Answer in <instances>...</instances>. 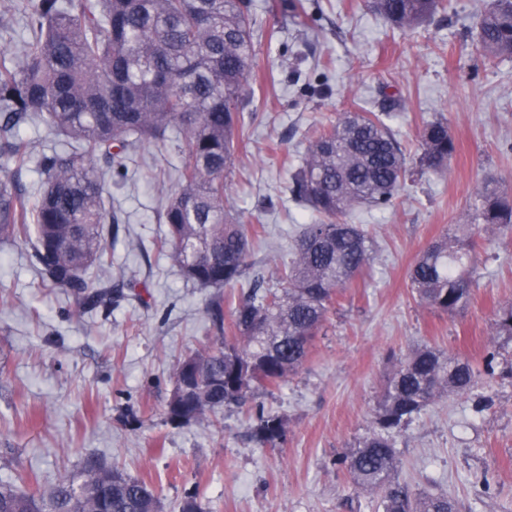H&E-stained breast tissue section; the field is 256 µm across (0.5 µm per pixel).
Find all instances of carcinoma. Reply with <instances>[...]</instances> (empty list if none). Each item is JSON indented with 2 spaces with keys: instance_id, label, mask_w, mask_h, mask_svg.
Instances as JSON below:
<instances>
[{
  "instance_id": "cac0c4a2",
  "label": "carcinoma",
  "mask_w": 512,
  "mask_h": 512,
  "mask_svg": "<svg viewBox=\"0 0 512 512\" xmlns=\"http://www.w3.org/2000/svg\"><path fill=\"white\" fill-rule=\"evenodd\" d=\"M392 25L412 29L445 0H373ZM250 0H16L31 38L17 55L0 52V239L31 243L43 285L71 293L79 311L124 297V276L101 280L105 243L120 217L103 197V176L122 175L143 139L176 141V182L159 220L164 244L184 279L201 288H233L250 269L251 229L225 202L226 178L240 141L241 108L251 101L254 69ZM477 48L512 57V0H491L476 21ZM44 114L71 137V150L43 153V190L32 195L19 174L29 157L21 128ZM419 162L441 170L456 142L442 119L426 124ZM407 174L399 141L375 112H344L308 139L288 190L315 218L271 281L256 277L224 322V297L209 299L210 345L181 360L167 419L189 424L207 412L241 408L303 366L317 330L346 286L374 262V243L345 217L381 209ZM473 220L512 229V198L484 190ZM475 243L442 238L418 254L409 272L420 302L447 314L469 301ZM477 374L465 360L431 346L399 359L372 411V431L336 464L372 496L378 512H456L446 496L415 494L393 479L395 435L429 403L470 395ZM284 419L259 410L251 438L270 448ZM147 486L91 460L80 482L64 478L40 495L0 488V512H155Z\"/></svg>"
}]
</instances>
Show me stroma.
<instances>
[{"instance_id":"stroma-1","label":"stroma","mask_w":512,"mask_h":512,"mask_svg":"<svg viewBox=\"0 0 512 512\" xmlns=\"http://www.w3.org/2000/svg\"><path fill=\"white\" fill-rule=\"evenodd\" d=\"M489 2L449 0L404 31L368 0H252L254 102L227 193L257 224L253 272L274 278L310 220L285 190L308 131L378 111L389 94L398 104L387 123L409 163L389 206L347 217L375 244L372 268L333 305L304 366L252 399L286 419L279 447L251 439L246 409L183 426L165 415L175 366L210 343L214 294L159 249L175 152L143 143L104 184L123 218L106 241L111 269L132 282L110 310L78 311L68 292L40 285L27 243L0 241V487L42 489L95 457L152 488L163 512H178L193 488L210 512H375L336 460L370 432L397 359L428 345L473 363L489 404L451 395L424 408L397 437V480L448 496L456 512H512V338L496 327L512 308V232L471 221L483 188L512 196V58L473 53ZM437 118L458 145L442 172L418 163L422 130ZM449 234L477 243L472 297L452 316L420 304L409 281L420 250Z\"/></svg>"}]
</instances>
